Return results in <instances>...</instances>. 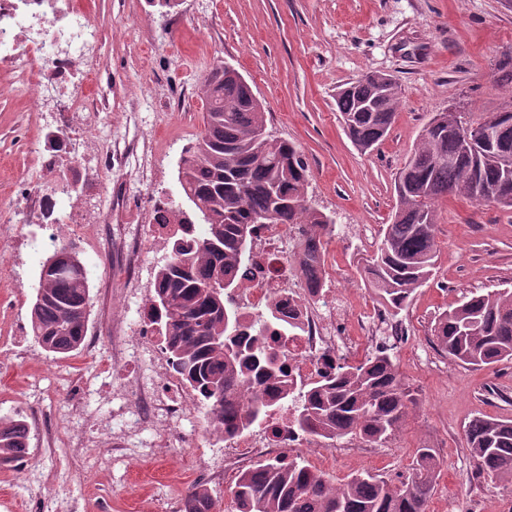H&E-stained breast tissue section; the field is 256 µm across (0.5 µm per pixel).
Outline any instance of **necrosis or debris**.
Instances as JSON below:
<instances>
[{
  "mask_svg": "<svg viewBox=\"0 0 512 512\" xmlns=\"http://www.w3.org/2000/svg\"><path fill=\"white\" fill-rule=\"evenodd\" d=\"M101 33L89 12L75 0H0V96H29L36 112L46 114L51 126L50 149L42 165H66L80 170L83 155L75 146L94 140L95 129L86 116L98 112L90 86L100 61L95 55ZM70 180L55 175L46 183L23 181L16 187L14 203L23 218L50 217L56 207L69 210L75 227L95 223L100 211L72 204ZM301 224H263L255 231L260 269L245 279L239 303L247 314L266 309L272 302L289 301L297 312L300 332L286 342L284 360L291 376H308L327 366H341L352 349L341 322L336 319L337 298L327 288L309 286L297 259L288 249L302 237ZM166 393L135 389V406L147 408L151 419L171 424L187 420L191 400L176 382ZM286 417L274 420L258 433L243 434L224 443V464L211 477L223 481L224 472L247 464L254 456H279L307 448L305 437L291 435Z\"/></svg>",
  "mask_w": 512,
  "mask_h": 512,
  "instance_id": "1",
  "label": "necrosis or debris"
}]
</instances>
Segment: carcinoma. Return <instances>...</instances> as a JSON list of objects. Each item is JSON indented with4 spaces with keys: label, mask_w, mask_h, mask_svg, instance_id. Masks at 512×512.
Segmentation results:
<instances>
[{
    "label": "carcinoma",
    "mask_w": 512,
    "mask_h": 512,
    "mask_svg": "<svg viewBox=\"0 0 512 512\" xmlns=\"http://www.w3.org/2000/svg\"><path fill=\"white\" fill-rule=\"evenodd\" d=\"M199 93L206 105L203 130L183 151L178 170L186 205L173 203L154 217L158 224L178 225L172 239L184 243L159 269L151 298L168 303L159 337L169 368L205 409L210 431L226 438L287 412L292 427L311 442H388L404 426L415 398L387 349L321 371L315 380H294L283 363L285 350L272 346L299 330L284 308L271 307L247 321L234 298L217 300L208 289L223 280L239 289L256 269L258 224L307 225L304 275L323 286L321 257L335 221L310 202L303 154L266 132L264 109L252 102L250 86L218 66ZM400 103L399 85L380 72L336 94L347 134L364 153L384 139ZM473 124L499 126L502 133L470 154L463 132ZM504 190L512 193V104L474 122L460 112L434 114L400 172L391 223L364 266L369 288L391 315L405 309L432 275L438 200L458 195L505 209L497 195ZM61 251L64 275L41 262L42 297L33 303L31 329L45 351L69 357L87 336L91 296L80 251L64 244L52 255ZM433 336L448 357L472 367L511 360L512 291L463 296L440 315ZM465 436L478 477L512 487V420L475 417ZM28 440L23 418L0 417L1 469L28 455ZM438 467L433 449L418 448L410 474L397 484L370 472L335 483L300 455L281 456L242 470L225 512H426ZM216 507L198 483L188 490L183 512Z\"/></svg>",
    "instance_id": "1"
}]
</instances>
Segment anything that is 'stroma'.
Listing matches in <instances>:
<instances>
[{
  "label": "stroma",
  "mask_w": 512,
  "mask_h": 512,
  "mask_svg": "<svg viewBox=\"0 0 512 512\" xmlns=\"http://www.w3.org/2000/svg\"><path fill=\"white\" fill-rule=\"evenodd\" d=\"M76 2L102 30L92 85L108 128L99 152L113 156L105 191L123 206L82 236L61 210L46 221L19 223L11 188L37 174L48 142L28 102L0 97V416L31 420L25 463L0 469V512H182L197 482L208 483L219 504L228 501L237 475L209 483V470L224 462V442L208 431L199 409L181 427L195 446L191 453L155 447L147 428L133 432L106 469L97 455L58 445L68 437L95 444L105 429L124 425L130 389L172 375L157 344L145 345L133 363L117 353L138 335L171 252L170 232L155 223L149 199L182 202L179 159L203 128L205 103L196 89L223 63L261 101L268 131L300 148L308 195L335 220L327 285L347 305L354 359L388 346L416 398L395 438L367 456L327 459L320 471L336 481L368 471L397 482L415 450L427 447L440 461L427 512H512V489L476 477L465 437L476 416L512 419V360L467 366L431 334L463 293L512 289V210L442 198L433 275L396 317L402 343L384 326L372 342L361 331L362 318L378 306L364 261L391 221L395 179L425 123L452 104L474 120L508 98L498 64L512 58V0H191L176 21L149 0ZM144 29L153 34L152 46L138 39ZM370 71L389 74L402 103L385 139L363 154L342 128L336 90ZM50 228L79 248L92 297L84 345L67 358L16 335L30 323L48 255L38 243ZM20 237L33 249H19ZM136 243L142 258L133 271L127 255Z\"/></svg>",
  "instance_id": "1"
}]
</instances>
